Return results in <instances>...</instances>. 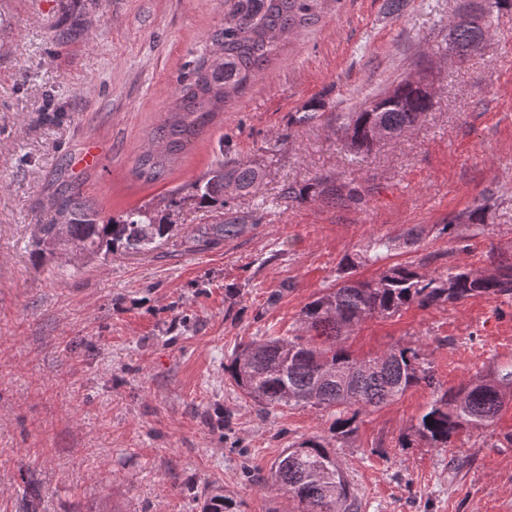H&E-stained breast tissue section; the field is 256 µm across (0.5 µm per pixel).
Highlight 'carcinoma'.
Returning a JSON list of instances; mask_svg holds the SVG:
<instances>
[{
  "label": "carcinoma",
  "instance_id": "carcinoma-1",
  "mask_svg": "<svg viewBox=\"0 0 512 512\" xmlns=\"http://www.w3.org/2000/svg\"><path fill=\"white\" fill-rule=\"evenodd\" d=\"M338 0H224V20L210 39L209 49L195 61L190 74L174 91L166 118L148 135L135 159L133 176L151 184L162 180L199 135L281 55L288 36L321 20L328 2ZM512 4L491 0L488 10L470 16L449 30V58L466 55L472 41L489 35L490 10ZM432 106L421 80H403L393 90L372 100L359 112H349L343 146L350 152L371 150L416 127ZM263 171L250 161L218 160L189 184L191 196L212 213V221L189 230L184 243L190 251L217 246L244 234L241 218L224 217V194L250 193ZM340 202L359 203L364 193L352 179L339 185L321 181L316 186L288 185L283 194L304 200L311 192ZM181 201L163 207L147 203L117 217L104 216L81 201L80 186L63 184L51 201L52 213L35 225L32 254L40 261L57 255L93 258L114 253L151 251L180 228L172 220ZM418 227L402 237H380L369 249L344 258L336 284L305 304L300 323L305 334L253 341L234 354L224 372L231 384L255 405L310 407L330 411L331 438H306L283 451L267 485L270 490L298 500L301 512H359L357 495L339 467L331 441L346 438L364 412L380 408L408 389L435 385L431 370L420 365L419 351L396 345L370 359H356L345 349L344 336L375 316H391L406 306H437L470 297H512V263L490 255L496 272L450 266L425 273L412 265L385 268L372 281L356 277L361 265L376 264L400 245L415 246ZM512 397V365L498 368L458 386L434 389V398L415 425L421 440L446 448L452 437L466 430L490 427L506 400ZM201 512H233L223 490L211 488Z\"/></svg>",
  "mask_w": 512,
  "mask_h": 512
}]
</instances>
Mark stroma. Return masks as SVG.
<instances>
[{"mask_svg": "<svg viewBox=\"0 0 512 512\" xmlns=\"http://www.w3.org/2000/svg\"><path fill=\"white\" fill-rule=\"evenodd\" d=\"M485 0H338L187 147L169 175H132L179 78L224 17V0H0V512H200L184 491L223 487L238 512H298L264 481L283 450L329 435V413L259 411L224 372L243 344L292 336L305 303L333 287L343 258L419 226L418 250L360 268L429 273L512 257V6L482 48L448 58V25ZM433 105L412 132L351 157L339 119L406 78ZM321 104L308 125L290 123ZM229 136L230 148L218 141ZM94 148L93 165L79 164ZM265 177L224 209L254 221L218 247L174 236L145 254L36 265L34 224L62 181L116 216L183 198L178 224L206 223L188 186L218 159ZM357 179L363 205L282 196L283 185ZM481 208L453 234L439 225ZM419 349L442 388L512 362V298L471 297L361 323L353 357ZM420 385L363 413L336 460L360 512H512V403L485 430L433 448L414 426Z\"/></svg>", "mask_w": 512, "mask_h": 512, "instance_id": "obj_1", "label": "stroma"}]
</instances>
